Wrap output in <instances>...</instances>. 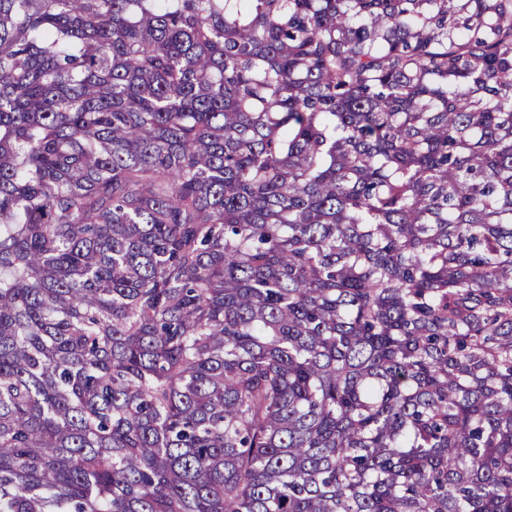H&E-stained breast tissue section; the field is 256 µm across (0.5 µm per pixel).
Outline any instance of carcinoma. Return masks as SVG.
I'll return each mask as SVG.
<instances>
[{
  "label": "carcinoma",
  "mask_w": 512,
  "mask_h": 512,
  "mask_svg": "<svg viewBox=\"0 0 512 512\" xmlns=\"http://www.w3.org/2000/svg\"><path fill=\"white\" fill-rule=\"evenodd\" d=\"M0 512H512V0H0Z\"/></svg>",
  "instance_id": "cac0c4a2"
}]
</instances>
